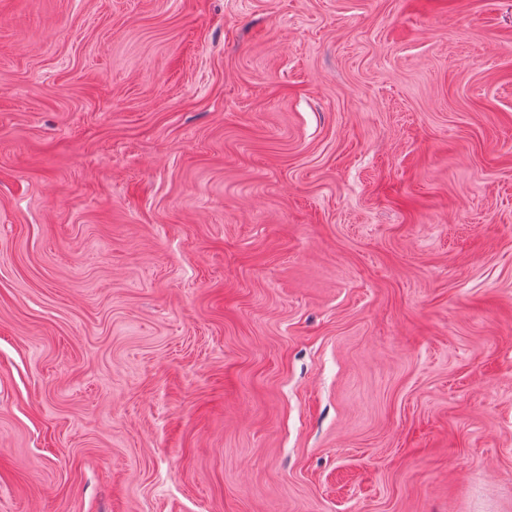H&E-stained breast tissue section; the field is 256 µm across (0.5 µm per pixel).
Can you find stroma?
I'll return each instance as SVG.
<instances>
[{
  "label": "stroma",
  "instance_id": "1",
  "mask_svg": "<svg viewBox=\"0 0 512 512\" xmlns=\"http://www.w3.org/2000/svg\"><path fill=\"white\" fill-rule=\"evenodd\" d=\"M0 512H512V0H0Z\"/></svg>",
  "mask_w": 512,
  "mask_h": 512
}]
</instances>
